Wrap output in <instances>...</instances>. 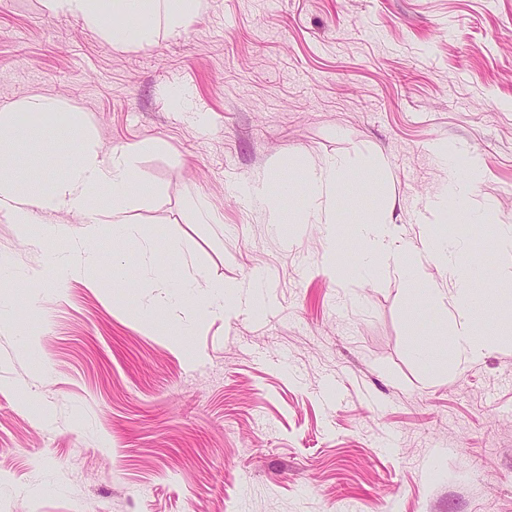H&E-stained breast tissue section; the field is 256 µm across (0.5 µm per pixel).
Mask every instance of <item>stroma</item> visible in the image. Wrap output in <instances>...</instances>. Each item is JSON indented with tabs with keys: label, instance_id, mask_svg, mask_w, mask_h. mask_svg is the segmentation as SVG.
I'll return each instance as SVG.
<instances>
[{
	"label": "stroma",
	"instance_id": "1",
	"mask_svg": "<svg viewBox=\"0 0 512 512\" xmlns=\"http://www.w3.org/2000/svg\"><path fill=\"white\" fill-rule=\"evenodd\" d=\"M48 0H0V110L42 95L84 123L60 143L39 119L19 146L24 180H54L82 148L131 153L129 219L158 263L183 255L212 281L267 305L231 318L172 309L147 325L165 289L112 280L141 242L38 213L21 238L0 213V253L44 265L64 224L88 242L93 282L56 293L0 283L17 325L0 329V512H512V0H207L186 28L143 45L105 37ZM181 89L183 107L169 94ZM477 160L481 235H455L493 296L477 362L436 350V298L405 278L326 271L333 251L360 261L351 226L390 214L408 247L452 213L426 208L448 180L442 155ZM344 157L341 240L292 222L308 168ZM264 181L282 216L246 202ZM214 221L200 223L197 204ZM195 328L173 343L170 323Z\"/></svg>",
	"mask_w": 512,
	"mask_h": 512
}]
</instances>
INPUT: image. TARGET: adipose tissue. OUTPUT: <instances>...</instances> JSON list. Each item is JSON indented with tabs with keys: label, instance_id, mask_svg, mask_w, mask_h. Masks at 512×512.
Masks as SVG:
<instances>
[{
	"label": "adipose tissue",
	"instance_id": "adipose-tissue-1",
	"mask_svg": "<svg viewBox=\"0 0 512 512\" xmlns=\"http://www.w3.org/2000/svg\"><path fill=\"white\" fill-rule=\"evenodd\" d=\"M204 0H50L54 12L74 15L92 28H101L105 16L119 18L121 24L113 28V42L121 45H143L151 42L159 30L173 31L188 24L203 9ZM66 108L61 103L31 97L19 104L0 111V211L5 212L19 233H27L34 210L75 211L82 214L85 223L108 224L116 238L135 239L139 236L136 225L126 216V203L136 186L133 166L128 159L103 160L92 151L85 152L80 163L62 180L32 181L18 185L11 171L15 165L16 148L29 140L30 125L20 122L19 114H62ZM463 179L442 188L429 198L428 204L436 210L454 209L459 222H476L477 216L470 207L472 194L482 177L479 163L466 161ZM348 165L340 159L327 161L324 166L310 169L303 174V219L309 224L322 225L329 240L339 237L337 198L347 182ZM107 190L112 204L102 209L94 199L100 190ZM354 234L361 246L359 274L374 272L377 263L384 262L395 271L408 274L427 261L446 264L453 289L448 296L454 307L456 327L448 348L458 360L474 362L486 349L479 328L486 298L476 289V271L464 256L449 257L450 244L442 233L432 231L422 240L419 249H409L400 225L392 220L371 213L361 215L355 222ZM84 246L72 244L68 250L52 254L47 268H33L22 275H15L8 256L0 254V277H21L22 281H42L55 288H63L70 281L88 276V263L83 256ZM143 280L166 283L171 287L165 304L148 305L143 309L146 321L164 317L166 307H176L194 300L197 288L207 290L203 311L213 317L233 316L239 307L257 308L262 301L244 297L238 286L217 282H202L200 275L180 272L170 275L150 266L142 275Z\"/></svg>",
	"mask_w": 512,
	"mask_h": 512
}]
</instances>
